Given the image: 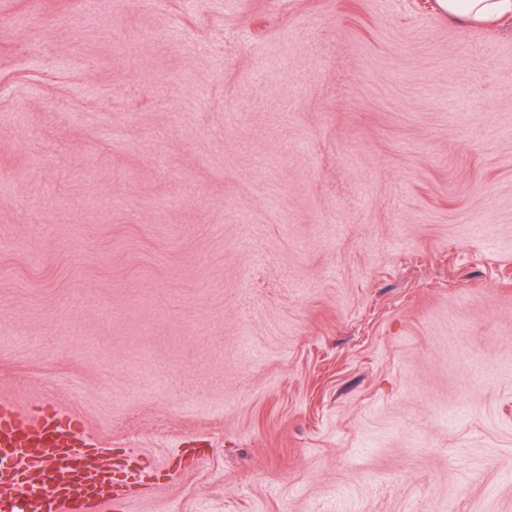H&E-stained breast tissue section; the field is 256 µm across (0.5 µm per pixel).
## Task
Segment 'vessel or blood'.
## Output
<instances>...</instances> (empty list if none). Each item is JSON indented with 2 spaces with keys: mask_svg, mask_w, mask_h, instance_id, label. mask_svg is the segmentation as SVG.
I'll return each instance as SVG.
<instances>
[{
  "mask_svg": "<svg viewBox=\"0 0 512 512\" xmlns=\"http://www.w3.org/2000/svg\"><path fill=\"white\" fill-rule=\"evenodd\" d=\"M119 478L99 462L95 444L56 411L21 416L0 405V512H95L111 503Z\"/></svg>",
  "mask_w": 512,
  "mask_h": 512,
  "instance_id": "b4317fda",
  "label": "vessel or blood"
}]
</instances>
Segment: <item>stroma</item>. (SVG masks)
<instances>
[{
  "mask_svg": "<svg viewBox=\"0 0 512 512\" xmlns=\"http://www.w3.org/2000/svg\"><path fill=\"white\" fill-rule=\"evenodd\" d=\"M0 403L98 512H512V27L0 0Z\"/></svg>",
  "mask_w": 512,
  "mask_h": 512,
  "instance_id": "obj_1",
  "label": "stroma"
}]
</instances>
